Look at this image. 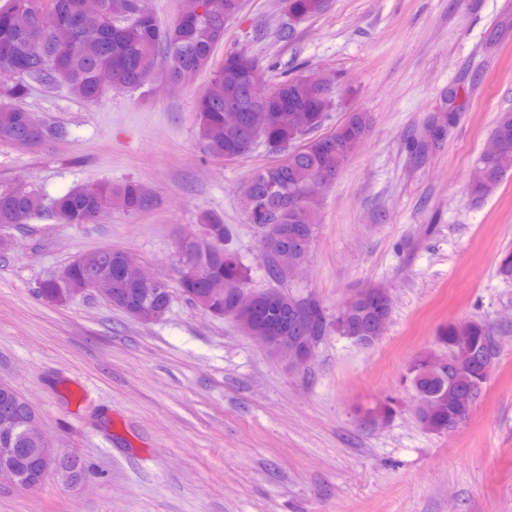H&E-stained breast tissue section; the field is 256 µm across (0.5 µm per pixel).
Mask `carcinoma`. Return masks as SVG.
<instances>
[{
	"label": "carcinoma",
	"mask_w": 512,
	"mask_h": 512,
	"mask_svg": "<svg viewBox=\"0 0 512 512\" xmlns=\"http://www.w3.org/2000/svg\"><path fill=\"white\" fill-rule=\"evenodd\" d=\"M289 23L311 18L325 8V0H284ZM200 19L190 28L176 23L163 29L147 6L146 0H7L0 8V141L20 146L34 145L52 134L50 127L37 122L13 100L29 94L28 81L51 88L64 86L88 104H97L108 87L100 82V72L113 67L117 85L130 90L143 88L162 69L172 84H180L188 74L209 66L213 50L224 39V25L240 11L239 0H199ZM78 17L81 28L70 35L71 45L62 49L55 41L57 29ZM309 77H293L275 82V94L257 106L250 86L234 66L224 62L215 72L207 93L197 101L196 137L204 154L224 159L236 151L245 157L265 140L255 137L266 131L271 150L287 152L288 160L257 171L245 184L240 206L245 214L262 212L255 225L261 233V248L269 278L284 283L288 275L280 271L267 244V234L275 224L282 225L279 245L288 247L296 261L306 262L316 241L315 213L305 206L316 175L325 182L335 179L353 151L363 142L370 127L366 112H352L336 130L326 136L309 138L328 117L326 112H279L286 100L299 107L334 92L332 79L318 70ZM235 102L247 108L244 125L232 130L224 125V104ZM493 136L501 150L481 156L474 169L469 192L481 201L489 196L504 176L512 171V111L498 113ZM147 203L141 185L135 181L100 183L96 189L84 185L71 189L45 204L44 199L22 183L0 187V226L27 223L44 208H50L63 224H88L102 213L114 209L134 214ZM201 226L213 241L207 258V272L216 280L248 285L249 268L225 245L228 227L214 213L201 215ZM124 251H95L87 258L112 268V276L121 277L119 302L144 301L168 312L170 290L164 283L142 288L124 274ZM182 292L195 304L219 317L229 316L244 331H263L268 324H279L289 336H310L316 345L331 329L371 346L382 336L390 318L392 303L382 289L373 287L353 298L348 307L328 320L321 305L311 297L269 289L270 303L258 314L240 304L231 293L205 298L185 277L179 279ZM314 307L318 316L311 326L296 318L298 310ZM493 343L486 326L476 320L452 324L438 336L445 354L429 353L416 360L408 370L415 393L433 399L428 410L417 413L421 426L436 434L453 430L470 412L489 378L486 348ZM13 464L31 477L41 469L40 444L23 427L14 435Z\"/></svg>",
	"instance_id": "carcinoma-1"
}]
</instances>
